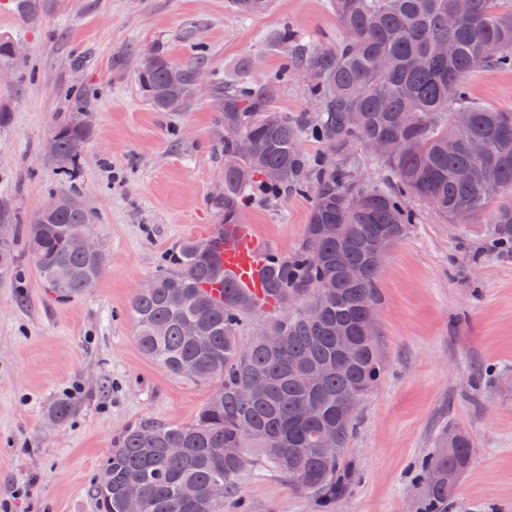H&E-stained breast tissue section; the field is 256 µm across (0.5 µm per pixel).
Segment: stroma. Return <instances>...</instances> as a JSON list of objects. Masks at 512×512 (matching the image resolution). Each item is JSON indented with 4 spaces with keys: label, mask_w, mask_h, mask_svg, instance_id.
Returning a JSON list of instances; mask_svg holds the SVG:
<instances>
[{
    "label": "stroma",
    "mask_w": 512,
    "mask_h": 512,
    "mask_svg": "<svg viewBox=\"0 0 512 512\" xmlns=\"http://www.w3.org/2000/svg\"><path fill=\"white\" fill-rule=\"evenodd\" d=\"M304 47L343 36L331 0H271L260 16L228 0H40L27 18L0 0V35L24 46L0 67V224H26L60 184L44 143L84 90L95 134L69 177L107 253L99 281L56 297L24 241L18 272L0 276V512H97L93 489L128 426L186 423L212 386L171 375L140 351L130 302L187 239L207 238L224 169L223 105L214 95L184 112L154 110L135 74L145 49L201 63L212 84L247 75L278 112H312L306 86L286 73L273 40ZM467 83L482 105L512 112V71L479 69ZM307 191L255 194L242 221L270 251L292 255L305 238ZM417 221L377 280L384 371L361 405L344 466L347 492L328 510L250 466L224 512H421L418 464L448 433L469 437L473 458L448 512H512V252L482 221L455 224L418 200ZM68 396L76 413L48 415Z\"/></svg>",
    "instance_id": "obj_1"
}]
</instances>
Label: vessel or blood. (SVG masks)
I'll return each mask as SVG.
<instances>
[{
    "label": "vessel or blood",
    "instance_id": "vessel-or-blood-1",
    "mask_svg": "<svg viewBox=\"0 0 512 512\" xmlns=\"http://www.w3.org/2000/svg\"><path fill=\"white\" fill-rule=\"evenodd\" d=\"M269 248L250 224H229L221 240V260L226 279L256 296H263L262 270Z\"/></svg>",
    "mask_w": 512,
    "mask_h": 512
}]
</instances>
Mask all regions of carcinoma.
Here are the masks:
<instances>
[{
  "label": "carcinoma",
  "mask_w": 512,
  "mask_h": 512,
  "mask_svg": "<svg viewBox=\"0 0 512 512\" xmlns=\"http://www.w3.org/2000/svg\"><path fill=\"white\" fill-rule=\"evenodd\" d=\"M454 0H332L344 37L334 45L296 49L283 31L277 42L306 74L314 114L271 112L266 96L240 77L224 83V196L214 200L224 223L238 224L253 190L296 189L311 174L313 200L301 247L290 257L268 254L266 304L224 281L220 240L211 248L183 241L171 265L139 289L130 308L142 353L171 374L213 382L208 402L188 423L128 427L112 444L95 487L98 512H125L127 490L138 489L141 512H224L248 449L270 463L288 486L331 503L348 490L342 470L354 418L344 406L361 404L377 384L383 363L380 334L369 308L378 304L377 256L401 241L415 222L414 198L461 223L487 216L502 245L512 244V112L475 102L465 77L481 68L512 69V11L500 0H471L468 14L448 24ZM241 15H261L270 0H230ZM155 64L139 68L141 91L158 112H178L202 71L156 48ZM176 67L182 80L168 83ZM85 94L55 127L61 175L80 159L94 132L78 114ZM310 133L328 155L309 164L301 137ZM386 174L369 184L352 148L372 150ZM484 145L481 155L469 151ZM68 203L46 209L28 224L11 225L0 243V275L16 271L14 242L22 236L39 278L62 298L78 296L102 276L106 255L79 245L93 232L92 213L66 186L52 194ZM71 279L53 283L60 265ZM258 327L247 342L240 327ZM196 325L193 336L184 325ZM278 342L266 344L264 337ZM326 370L316 380L312 371ZM306 405L315 414L303 413ZM74 409L58 399L51 415ZM171 448L182 452L173 454ZM469 439L456 434L448 448L420 466L427 486L424 512H448V498L471 464Z\"/></svg>",
  "instance_id": "obj_1"
}]
</instances>
